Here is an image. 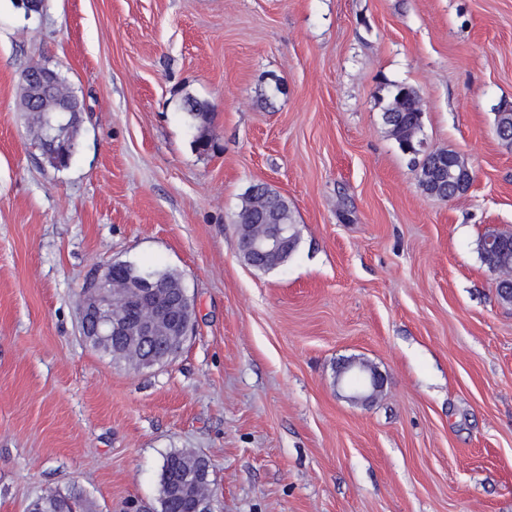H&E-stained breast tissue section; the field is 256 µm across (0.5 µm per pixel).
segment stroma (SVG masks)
<instances>
[{"label":"stroma","mask_w":512,"mask_h":512,"mask_svg":"<svg viewBox=\"0 0 512 512\" xmlns=\"http://www.w3.org/2000/svg\"><path fill=\"white\" fill-rule=\"evenodd\" d=\"M84 103L56 169L17 107L28 66ZM413 87L426 149L469 190L424 194L388 135ZM208 102L199 153L184 95ZM512 0H0V512L49 490L159 512L164 457L211 463L213 512H512V304L477 242L512 228ZM287 197L299 244L236 250L244 193ZM173 269L195 304L172 361L81 334L101 266ZM351 360L386 378L350 400ZM495 132L498 140L506 148L512 147V106L502 104L495 114Z\"/></svg>","instance_id":"obj_1"}]
</instances>
